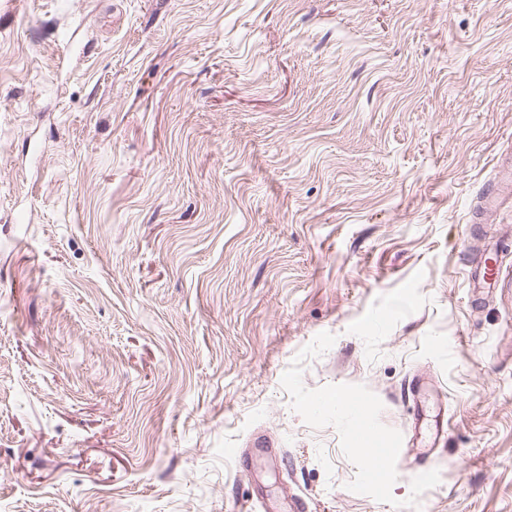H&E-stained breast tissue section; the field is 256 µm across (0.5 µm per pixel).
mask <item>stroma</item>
<instances>
[{
	"mask_svg": "<svg viewBox=\"0 0 512 512\" xmlns=\"http://www.w3.org/2000/svg\"><path fill=\"white\" fill-rule=\"evenodd\" d=\"M507 153L512 0H0V512H512ZM512 196V163L509 165V171L499 181L490 183L481 193V201L486 210L493 211L500 200Z\"/></svg>",
	"mask_w": 512,
	"mask_h": 512,
	"instance_id": "obj_1",
	"label": "stroma"
}]
</instances>
